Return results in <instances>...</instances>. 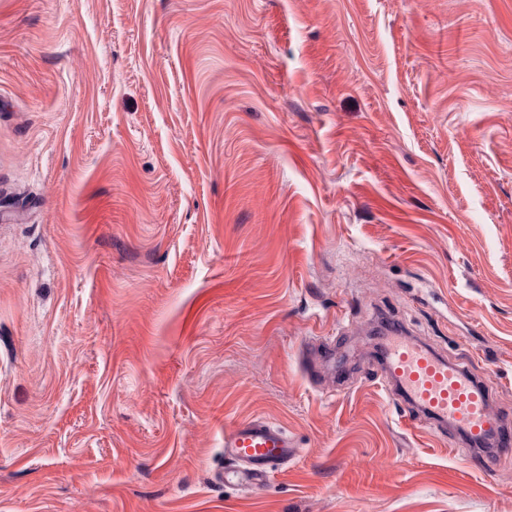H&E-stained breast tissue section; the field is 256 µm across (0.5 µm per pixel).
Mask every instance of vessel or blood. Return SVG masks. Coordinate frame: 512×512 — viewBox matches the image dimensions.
I'll use <instances>...</instances> for the list:
<instances>
[{"label": "vessel or blood", "mask_w": 512, "mask_h": 512, "mask_svg": "<svg viewBox=\"0 0 512 512\" xmlns=\"http://www.w3.org/2000/svg\"><path fill=\"white\" fill-rule=\"evenodd\" d=\"M382 365L389 399L409 407L408 426H418L424 418L449 426L471 447L473 465L485 473L512 461V416L492 408L489 382L396 325L388 330ZM297 453L283 427L260 418L237 422L224 434V457L231 466L220 479L260 488Z\"/></svg>", "instance_id": "vessel-or-blood-1"}]
</instances>
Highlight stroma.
<instances>
[{
	"label": "stroma",
	"instance_id": "stroma-1",
	"mask_svg": "<svg viewBox=\"0 0 512 512\" xmlns=\"http://www.w3.org/2000/svg\"><path fill=\"white\" fill-rule=\"evenodd\" d=\"M382 316L512 413V0H0V512H512ZM297 454L283 427L260 418L239 421L224 434V459L232 466L218 475L224 483L259 489Z\"/></svg>",
	"mask_w": 512,
	"mask_h": 512
}]
</instances>
